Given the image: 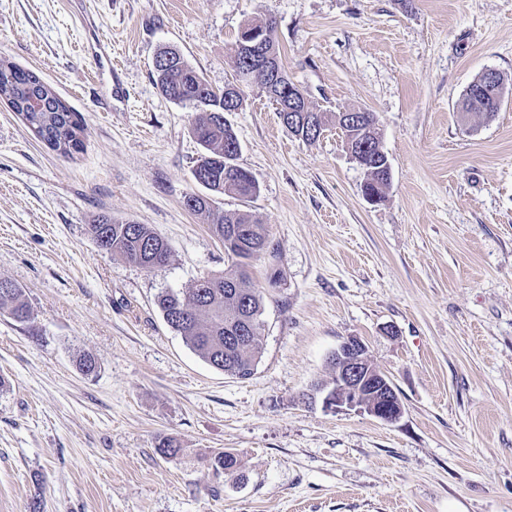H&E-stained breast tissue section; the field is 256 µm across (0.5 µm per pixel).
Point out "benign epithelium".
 Listing matches in <instances>:
<instances>
[{
	"instance_id": "1",
	"label": "benign epithelium",
	"mask_w": 512,
	"mask_h": 512,
	"mask_svg": "<svg viewBox=\"0 0 512 512\" xmlns=\"http://www.w3.org/2000/svg\"><path fill=\"white\" fill-rule=\"evenodd\" d=\"M241 31L246 33V39L240 42L239 49L253 54L258 62V66L252 68L253 73H260L278 88L288 90V96L276 103L278 111L282 112L281 122L290 129L300 126L311 136L322 133V129L307 116L308 108L302 96L288 85L278 51L267 45L262 47L254 40L258 33L252 28V23H245ZM362 121L359 109H344L336 114V122L346 128L359 127ZM343 148L352 162L367 170V154L365 147L359 145V139L346 138ZM329 364L333 371L332 380L307 392L304 402L313 404L319 401L327 410L366 413L387 423L400 419L404 407L393 382L385 372L372 364L367 347L360 339L350 337L342 342L331 354Z\"/></svg>"
}]
</instances>
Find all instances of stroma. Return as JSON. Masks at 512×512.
I'll return each mask as SVG.
<instances>
[{"label":"stroma","mask_w":512,"mask_h":512,"mask_svg":"<svg viewBox=\"0 0 512 512\" xmlns=\"http://www.w3.org/2000/svg\"><path fill=\"white\" fill-rule=\"evenodd\" d=\"M269 19L312 104L376 114L391 182L368 202L336 129L299 140L242 85L227 118L259 193L216 204L270 248L250 267L265 352L239 379L156 306L225 262L184 205L203 191L196 110L153 70L172 47L223 90L242 23ZM0 58L86 125L65 156L0 102V278L32 313L0 314V512H512V93L490 118L456 110L485 70L512 80V0H0ZM104 214L148 225L169 262L101 250ZM351 336L393 380L398 422L304 403ZM224 450L240 471L213 470Z\"/></svg>","instance_id":"obj_1"}]
</instances>
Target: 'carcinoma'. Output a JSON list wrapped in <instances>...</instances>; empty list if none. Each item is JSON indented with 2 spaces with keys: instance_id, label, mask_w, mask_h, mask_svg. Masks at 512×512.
Segmentation results:
<instances>
[{
  "instance_id": "1",
  "label": "carcinoma",
  "mask_w": 512,
  "mask_h": 512,
  "mask_svg": "<svg viewBox=\"0 0 512 512\" xmlns=\"http://www.w3.org/2000/svg\"><path fill=\"white\" fill-rule=\"evenodd\" d=\"M155 81L162 94L178 104H192L197 109L192 134L203 148L196 167L204 177L202 186L215 195L232 194L242 200L257 195L254 180L244 168L226 169V155L237 154L239 142L232 125L224 118V93H218L185 57L175 50H165L156 58ZM0 99L16 108L27 127L49 148L64 155L81 151L85 125L78 115L30 70L0 59ZM502 100L491 90L473 101L462 95L458 109L491 117L501 108ZM376 117L366 112L364 124L349 128L342 135H353L367 145L373 171L372 183L366 189L380 193L385 185L383 167L388 161L380 148L377 131L372 129ZM188 209L205 211L213 234L224 244L230 265L221 275L203 278L204 286H193L187 294L165 291L156 305L168 326L177 332L199 357L226 375L248 379L254 375L263 354L264 311L262 292L249 272L250 261L269 248L265 225L248 213L226 212L209 202V198L191 194ZM236 230L231 234L230 230ZM94 240L106 239L107 252L151 271L166 265L171 249L168 243L146 224L117 221L110 215L98 217L90 225ZM0 310L17 322L31 319L16 283L3 286L0 280ZM251 328L249 341L239 345L228 339L231 328ZM212 466L226 471L239 465L229 451L216 453Z\"/></svg>"
}]
</instances>
